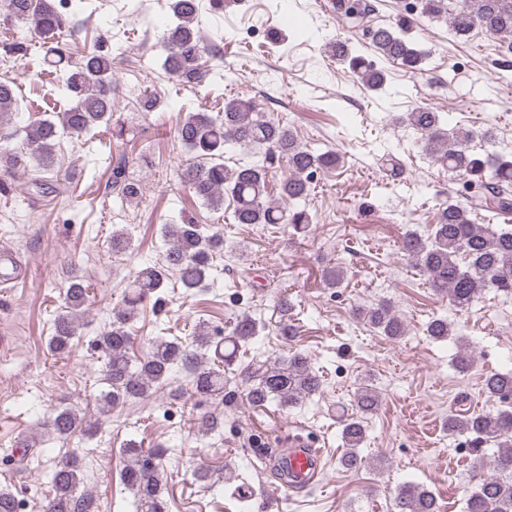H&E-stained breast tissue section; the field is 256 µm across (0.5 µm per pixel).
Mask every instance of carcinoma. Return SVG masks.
Here are the masks:
<instances>
[{"mask_svg": "<svg viewBox=\"0 0 512 512\" xmlns=\"http://www.w3.org/2000/svg\"><path fill=\"white\" fill-rule=\"evenodd\" d=\"M421 12L448 24L455 40L470 37L475 30L485 31L512 46V0H419ZM336 16L349 27L368 21L375 8L370 0H336ZM198 0H173V20L162 33L165 58L162 67L173 80L191 87L207 84L211 68L207 57L214 55L199 35L196 26ZM24 24L49 44L62 37L64 19L54 0H0V16ZM372 43L386 60L412 73L423 71L426 51L407 36L401 27L376 26L371 29ZM58 85L62 87L57 119L34 118L23 127L21 146H11L17 135L12 117L18 111L15 86L0 81V172L31 169L37 173L55 171V147L61 135L86 134L112 120V57L91 49L72 60L59 54ZM332 55L348 64L367 90L380 88L384 72L362 56L351 54L348 46L336 42ZM401 121L418 135L422 151L431 162L461 178L486 179L492 182V202L475 200L463 205L451 199L438 202L437 222L426 235L406 232L400 251L427 276L435 295L457 308H465L485 290L512 293V228L500 224H477L473 212L484 209L497 215L512 213V158L489 150L473 151L472 143H494L488 132L448 129L441 115L429 107H416ZM181 143L197 158L180 170L179 178L193 196L209 209H224V198L232 201V220L236 224H286L295 233H303L311 224L309 213L297 206L310 191L312 175L341 166L334 152L316 153L297 141L292 127L263 112L253 99L224 100V109L215 115L189 112L177 122ZM258 149L264 160L229 166L224 154L229 150ZM284 162L286 173L280 182L279 197L269 196L268 167L272 159ZM114 184L120 195L134 202L140 195V181L126 176L125 170L114 172ZM166 245L164 259L147 264L136 274L132 288L122 304L112 309V320L95 337L94 344L106 361L102 377L106 390L97 398L99 416L147 398L166 385L171 374L184 370L191 379L194 394L201 399L233 400L245 396L253 407L275 405L294 408L318 393L320 378L299 353L278 357L263 364L250 365L230 378L226 368L233 364L242 346L264 330L265 325L243 313L226 326L227 334L215 340L217 331L202 323L187 343L180 337H159L141 358L130 354V322L148 300L161 303L163 288L171 270L178 272L187 288H203L210 277L214 256L224 251V238L211 233L203 224L185 220L165 224L162 228ZM89 302V291L77 275L68 276L62 311L54 320L48 348L55 354L71 351L79 321ZM353 316L390 340L406 332L403 318L388 301L371 307H355ZM453 325L445 318H434L426 335L444 340L453 335ZM484 392L496 404L491 412H472L455 401L445 423L448 434L464 441L474 461L473 486L464 512H512V372H498L485 377ZM358 416L345 420L342 439L346 452L339 460L345 471L361 468L359 447L365 439L363 417L377 411L378 393L363 383L355 394ZM48 426L60 438L77 431L94 435L95 424L86 422L69 407L57 408ZM496 449L487 458V449ZM126 464L123 480L134 492L136 512H165L161 470L164 453L146 451L130 441L124 445ZM83 484L82 466L64 457L53 462L44 492L45 512H80L77 494ZM395 512H438L433 492L417 483L401 484L394 496Z\"/></svg>", "mask_w": 512, "mask_h": 512, "instance_id": "obj_1", "label": "carcinoma"}]
</instances>
